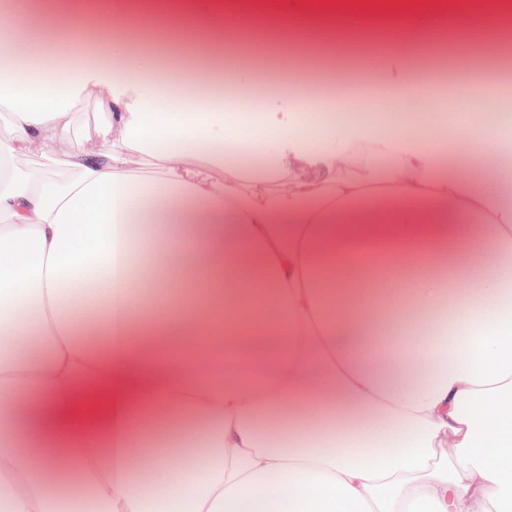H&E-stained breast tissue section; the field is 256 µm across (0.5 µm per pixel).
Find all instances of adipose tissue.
<instances>
[{
    "mask_svg": "<svg viewBox=\"0 0 512 512\" xmlns=\"http://www.w3.org/2000/svg\"><path fill=\"white\" fill-rule=\"evenodd\" d=\"M38 18L11 43L85 23ZM415 50L387 95L428 112ZM25 61L0 68V512H512L511 131L281 105L245 164L224 112L247 101L127 88L149 62L118 38ZM78 96L108 115L95 155ZM34 144L68 177L18 169ZM70 108L73 112L72 140H81L86 145L95 147L94 138H88L104 120V114L99 112L96 101L84 97L74 98Z\"/></svg>",
    "mask_w": 512,
    "mask_h": 512,
    "instance_id": "1",
    "label": "adipose tissue"
}]
</instances>
